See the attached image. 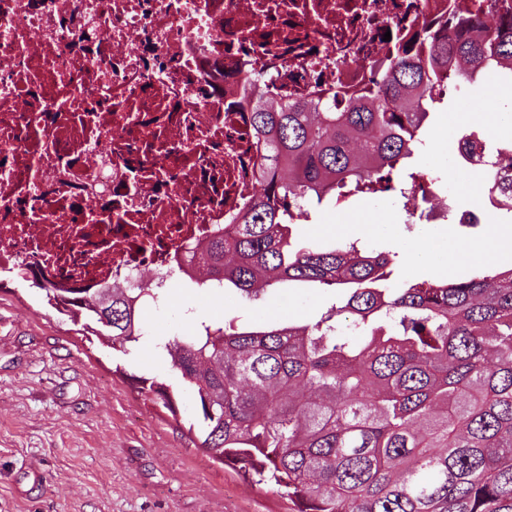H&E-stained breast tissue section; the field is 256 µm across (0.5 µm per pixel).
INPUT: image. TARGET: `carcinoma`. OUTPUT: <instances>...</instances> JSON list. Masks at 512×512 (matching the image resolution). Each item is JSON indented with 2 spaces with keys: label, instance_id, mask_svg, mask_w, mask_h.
I'll list each match as a JSON object with an SVG mask.
<instances>
[{
  "label": "carcinoma",
  "instance_id": "cac0c4a2",
  "mask_svg": "<svg viewBox=\"0 0 512 512\" xmlns=\"http://www.w3.org/2000/svg\"><path fill=\"white\" fill-rule=\"evenodd\" d=\"M490 72L512 85V0H447L417 30L391 32L361 82L244 102L259 194L205 247V280L189 254L185 285L256 297L318 283L340 295L313 323L226 319L158 337L175 382L129 379L175 419L190 395L201 448L276 489L292 512H512V268L396 285L386 253L355 241L319 251L292 236L328 201L425 195L422 175L402 174L432 105ZM459 143L485 178L489 214L512 215V177L500 167L512 163V134L491 154L472 134ZM32 284L125 354L147 339L144 309L165 297L148 284L112 289L109 328L98 295Z\"/></svg>",
  "mask_w": 512,
  "mask_h": 512
}]
</instances>
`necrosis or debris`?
Wrapping results in <instances>:
<instances>
[{
    "mask_svg": "<svg viewBox=\"0 0 512 512\" xmlns=\"http://www.w3.org/2000/svg\"><path fill=\"white\" fill-rule=\"evenodd\" d=\"M418 0H0V273L160 281L238 223L265 98L357 81Z\"/></svg>",
    "mask_w": 512,
    "mask_h": 512,
    "instance_id": "obj_1",
    "label": "necrosis or debris"
}]
</instances>
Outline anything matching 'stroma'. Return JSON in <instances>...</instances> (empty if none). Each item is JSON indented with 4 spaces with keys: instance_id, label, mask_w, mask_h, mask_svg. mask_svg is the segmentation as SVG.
I'll return each mask as SVG.
<instances>
[{
    "instance_id": "1",
    "label": "stroma",
    "mask_w": 512,
    "mask_h": 512,
    "mask_svg": "<svg viewBox=\"0 0 512 512\" xmlns=\"http://www.w3.org/2000/svg\"><path fill=\"white\" fill-rule=\"evenodd\" d=\"M490 74L461 90H449L426 131V147L414 165L453 188V215L474 213L475 223L449 224L436 201L422 205L417 223L406 220L391 198L350 200L343 211L315 208L301 225L302 241L329 249L350 240L346 227L369 252H388L430 232L424 261L399 257L402 281L437 278V262L459 260L454 280L474 268L460 248L485 241L488 214L480 174L462 165L458 140L466 133L491 140L505 131L487 112H512V94L494 93ZM487 103V112L461 104V94ZM335 292L316 285H284L253 301L232 293L216 299L171 279L168 302L144 311L147 329L172 335L192 323L232 318L245 326L265 320H318ZM169 379L150 348L125 355L86 333L52 308L44 291L0 274V512H290L270 486L217 462L189 433L185 419L154 404L131 386L127 372Z\"/></svg>"
}]
</instances>
